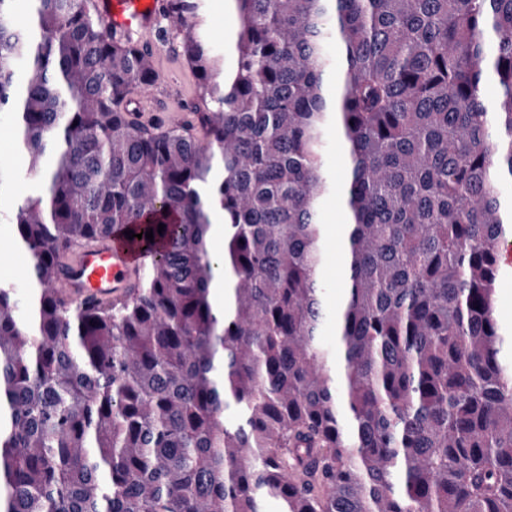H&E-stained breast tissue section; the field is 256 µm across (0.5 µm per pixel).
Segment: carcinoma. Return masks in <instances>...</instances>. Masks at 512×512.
I'll return each mask as SVG.
<instances>
[{
	"instance_id": "carcinoma-1",
	"label": "carcinoma",
	"mask_w": 512,
	"mask_h": 512,
	"mask_svg": "<svg viewBox=\"0 0 512 512\" xmlns=\"http://www.w3.org/2000/svg\"><path fill=\"white\" fill-rule=\"evenodd\" d=\"M198 2L164 0L197 78L166 125L131 108L151 47L90 0H0V115L32 181L4 215L32 295L0 288V512H512V0H229L222 51ZM116 228L164 244L137 292L61 298L60 259ZM323 224L327 226L326 233V261L324 266L325 279L331 285V289L325 295V307L334 313L340 297L339 284L342 270L340 263V225L345 220V214L341 209L336 194L325 199L322 210ZM498 299L496 306V315L499 323L505 327L512 326V273L504 270L498 285Z\"/></svg>"
}]
</instances>
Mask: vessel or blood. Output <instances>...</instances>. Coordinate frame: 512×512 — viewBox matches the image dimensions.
Instances as JSON below:
<instances>
[{"label": "vessel or blood", "mask_w": 512, "mask_h": 512, "mask_svg": "<svg viewBox=\"0 0 512 512\" xmlns=\"http://www.w3.org/2000/svg\"><path fill=\"white\" fill-rule=\"evenodd\" d=\"M96 14L109 25L114 37L130 40L156 33L160 0H91ZM152 254L121 234L88 245L63 258L57 287L69 301H107L139 288Z\"/></svg>", "instance_id": "obj_1"}]
</instances>
